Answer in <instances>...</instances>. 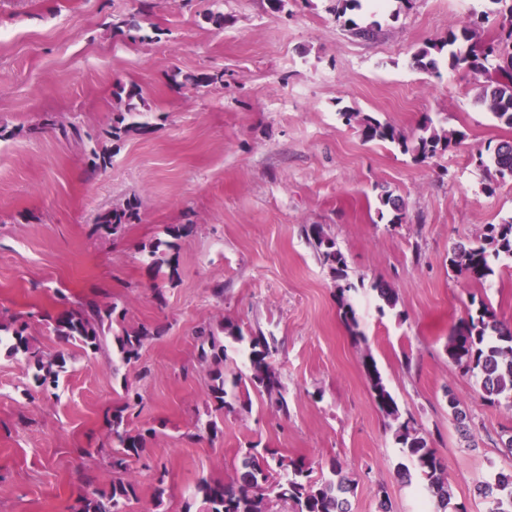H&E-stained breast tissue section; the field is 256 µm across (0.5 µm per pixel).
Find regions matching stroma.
Here are the masks:
<instances>
[{
  "mask_svg": "<svg viewBox=\"0 0 512 512\" xmlns=\"http://www.w3.org/2000/svg\"><path fill=\"white\" fill-rule=\"evenodd\" d=\"M328 5L288 0L274 13L267 0H159L142 23L145 39L134 40L110 22L137 0H0V125L17 131L0 140V312L23 316L44 354L67 360L57 386L44 389L23 355L0 350V512H64L109 487L108 422L129 387L142 396L128 409L130 426L155 434L131 464L137 495L123 512H200L198 479L230 480L251 444L304 458L316 479L340 461L358 482L351 512H379L382 487L391 512H419L421 485L398 477L404 456L363 378L367 355L445 462L453 502L487 512L478 487L491 470H512L501 443L512 435V409L487 405L445 345L483 301L512 324V268L472 283L448 254L512 219V178L487 190L474 161L488 143L512 139V127L476 104L484 75L445 66L435 75L411 59L470 10L493 5H364L352 16L380 23L371 41L343 31ZM210 10L224 13L223 27L207 23ZM177 71H218L224 81L179 88ZM119 82L142 88L153 132L127 137L106 170L89 174L88 141L28 134L48 114L99 133ZM345 110L409 137L427 115L457 138L420 163L393 144L363 142ZM383 188L405 203L399 223L378 214ZM132 196L138 220L108 240L94 234L97 214ZM171 224L196 230L178 243L179 281L157 292L144 247ZM307 224L346 255L366 343L339 316L336 283L302 233ZM379 282L397 292L395 308L381 307ZM93 294L124 309L129 326L163 327L137 363L112 367L45 328L46 314ZM228 322L274 337L288 412L256 393L250 411L212 410L196 332ZM452 395L470 435L448 408ZM211 420L214 435L204 429Z\"/></svg>",
  "mask_w": 512,
  "mask_h": 512,
  "instance_id": "35a3bbf8",
  "label": "stroma"
}]
</instances>
